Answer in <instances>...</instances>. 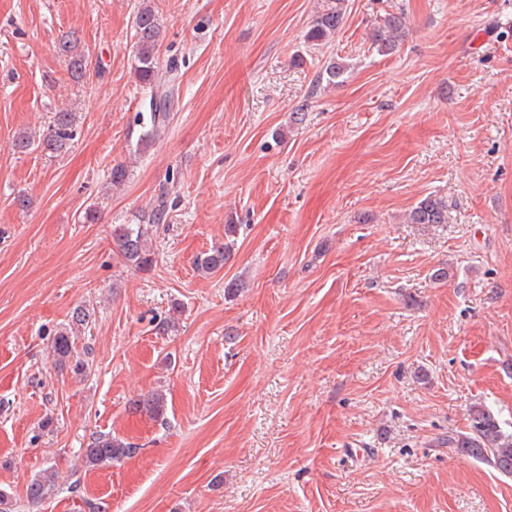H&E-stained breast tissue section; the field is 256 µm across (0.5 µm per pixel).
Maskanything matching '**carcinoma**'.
<instances>
[{
    "label": "carcinoma",
    "mask_w": 512,
    "mask_h": 512,
    "mask_svg": "<svg viewBox=\"0 0 512 512\" xmlns=\"http://www.w3.org/2000/svg\"><path fill=\"white\" fill-rule=\"evenodd\" d=\"M322 7L317 12L306 33V41L320 46L331 34L343 26L348 0H321ZM404 27L401 13H389L378 23L373 35L372 45L377 52L389 54L396 47L398 34ZM136 40L135 75L139 81L151 88L149 101L150 129L145 140L165 132L166 121L172 105V96L158 80L159 49L162 42V26L152 6L147 0L140 4L133 22ZM60 51L68 57L71 77L82 81L89 65L88 56L79 48L78 39L72 37L62 42ZM75 113L59 110L54 113L53 123L48 132L36 137L32 134H20L12 142V148L18 153L39 149L44 154L55 157L68 151L75 136ZM447 205L440 199L426 198L410 213L411 224L446 223ZM167 219L165 200L158 201L146 224H116L112 226V238L120 257L125 263L137 270L145 271L152 267L153 252L147 246L149 228L162 224ZM233 243H219L210 251L198 256L196 269L203 273H216L224 268V261ZM55 365L65 368L75 357L76 347L72 340V328H62L53 341ZM137 409L155 417L165 410L164 399L158 394H150L134 402ZM469 430L466 433L448 437V447L476 461L484 462L505 476H512V433L501 426L494 412L484 404H476L469 409ZM136 452L130 444L100 434L93 438L84 450L85 463L90 467H102L118 462ZM54 485L51 474L45 473L34 479L26 489L27 496L33 501L42 499Z\"/></svg>",
    "instance_id": "carcinoma-1"
}]
</instances>
